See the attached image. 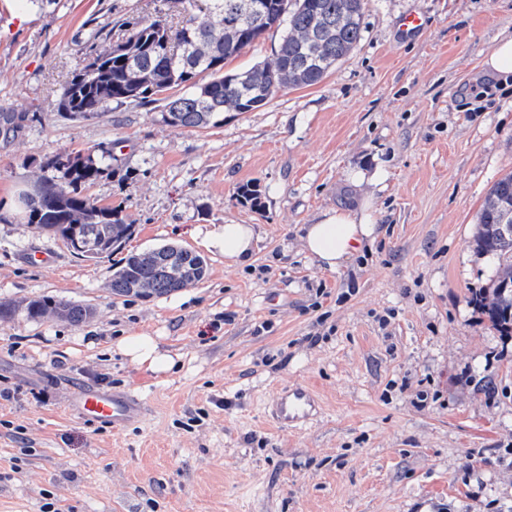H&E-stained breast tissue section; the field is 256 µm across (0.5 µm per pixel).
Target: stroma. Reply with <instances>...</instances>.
<instances>
[{
  "label": "stroma",
  "instance_id": "stroma-1",
  "mask_svg": "<svg viewBox=\"0 0 512 512\" xmlns=\"http://www.w3.org/2000/svg\"><path fill=\"white\" fill-rule=\"evenodd\" d=\"M168 10L0 0V112L38 115L0 138V300L95 311L0 318V512H512V338L470 301L495 269L473 249L478 215L512 172V80L483 66L512 35V0H369L357 48L322 82L217 127H169L158 102L57 114L116 21ZM77 152L105 157L83 192L122 206L126 250H194L201 282L114 297L111 259L18 218L19 195ZM250 182L260 205L238 195ZM362 207L378 231L363 255L330 271L301 252L304 225ZM224 224L256 226L249 265L207 246ZM126 336L154 337L174 367L131 362ZM78 384L138 396L143 418L83 421L67 408ZM293 387L318 411L277 426L269 402ZM22 310L27 318L42 320L55 317L69 323H83L93 315V309L89 306L74 304L63 299L38 298L28 300L20 305L10 301H0V318L14 315Z\"/></svg>",
  "mask_w": 512,
  "mask_h": 512
}]
</instances>
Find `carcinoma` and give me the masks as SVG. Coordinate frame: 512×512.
<instances>
[{"label":"carcinoma","instance_id":"1","mask_svg":"<svg viewBox=\"0 0 512 512\" xmlns=\"http://www.w3.org/2000/svg\"><path fill=\"white\" fill-rule=\"evenodd\" d=\"M180 19L164 16L118 24L119 33L64 85L55 104L65 120L95 118L112 104L164 101L161 120L175 128L224 124L225 114L251 112L288 88L312 86L330 74L356 48L368 0H264L261 20L245 22L243 0H175ZM282 32L271 59L246 71H224L226 62L271 29ZM208 80L202 82L199 76ZM37 114L0 113V136L14 137ZM58 175L43 178L20 197L27 223L68 244L78 242L79 257L102 258L123 250L134 233L121 205H100L82 194L103 168L94 157L77 153L56 163ZM474 249L497 263L487 288L471 302L491 326L512 337V173L490 189L479 215ZM207 262L197 252L166 244L128 252L112 265L109 291L116 297L168 296L202 280ZM23 311L27 318L55 317L83 323L89 306L63 299L38 298L21 305L0 301V318Z\"/></svg>","mask_w":512,"mask_h":512}]
</instances>
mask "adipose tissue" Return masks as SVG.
Listing matches in <instances>:
<instances>
[{
  "instance_id": "obj_1",
  "label": "adipose tissue",
  "mask_w": 512,
  "mask_h": 512,
  "mask_svg": "<svg viewBox=\"0 0 512 512\" xmlns=\"http://www.w3.org/2000/svg\"><path fill=\"white\" fill-rule=\"evenodd\" d=\"M377 228L370 224L367 215L343 209L329 210L314 224L306 225L301 245L308 256L321 267L336 270L344 262L359 254L363 246L373 242ZM255 228L250 224H227L207 239L208 246L218 248L230 264L249 262L256 245ZM121 353L139 365L163 372L170 369L173 360L162 354L154 339L135 336L118 341Z\"/></svg>"
}]
</instances>
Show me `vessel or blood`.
I'll use <instances>...</instances> for the list:
<instances>
[{
  "label": "vessel or blood",
  "instance_id": "b4317fda",
  "mask_svg": "<svg viewBox=\"0 0 512 512\" xmlns=\"http://www.w3.org/2000/svg\"><path fill=\"white\" fill-rule=\"evenodd\" d=\"M73 410L80 418L123 429L142 416L140 400L129 393H107L98 390H83L71 400ZM272 417L283 426H301L311 420L318 408L313 393L304 388L282 390L273 399Z\"/></svg>",
  "mask_w": 512,
  "mask_h": 512
}]
</instances>
